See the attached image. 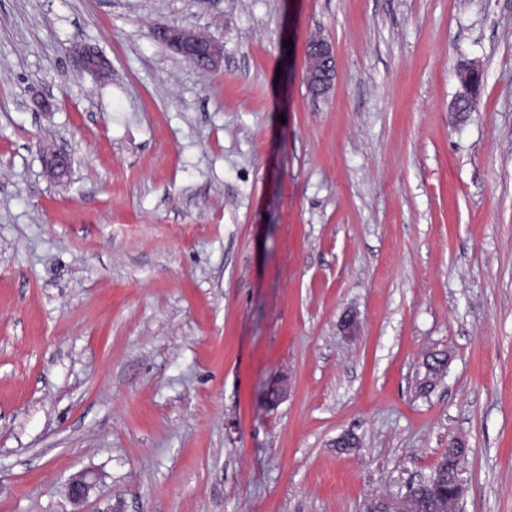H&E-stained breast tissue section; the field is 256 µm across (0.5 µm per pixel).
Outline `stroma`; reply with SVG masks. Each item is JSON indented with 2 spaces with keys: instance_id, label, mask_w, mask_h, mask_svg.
I'll list each match as a JSON object with an SVG mask.
<instances>
[{
  "instance_id": "obj_1",
  "label": "stroma",
  "mask_w": 512,
  "mask_h": 512,
  "mask_svg": "<svg viewBox=\"0 0 512 512\" xmlns=\"http://www.w3.org/2000/svg\"><path fill=\"white\" fill-rule=\"evenodd\" d=\"M453 439L512 512V0H0V512H365ZM157 37L173 52L200 70L215 69L221 60L222 50L209 40H204L195 31L181 26H163ZM332 49L323 40H310L306 51V75L308 82L318 93L326 92L332 81ZM73 57L77 66L98 77L107 76L108 61L94 48L87 45H75ZM481 70L477 65L468 64L463 66L459 71V78L462 86L466 89L467 93L463 96V93L460 94L454 103L455 112H472L471 105L475 100L476 92H475V78L476 75L479 74ZM477 105V100H475L473 104V111L475 110ZM95 485L96 478L93 473L89 471L75 473L67 481L68 497L75 504L84 503Z\"/></svg>"
}]
</instances>
